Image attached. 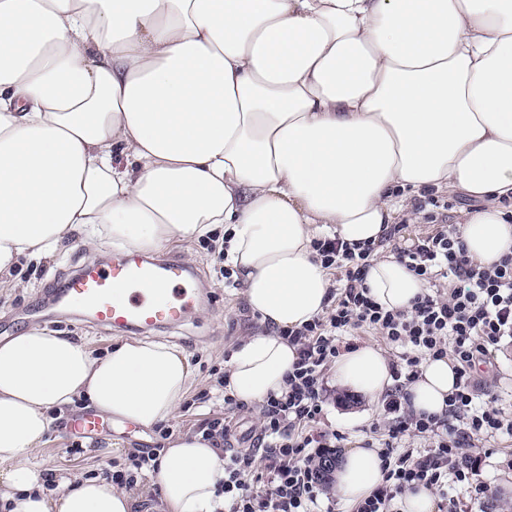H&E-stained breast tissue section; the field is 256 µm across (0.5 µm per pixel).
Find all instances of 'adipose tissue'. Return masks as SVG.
I'll use <instances>...</instances> for the list:
<instances>
[{
    "label": "adipose tissue",
    "mask_w": 512,
    "mask_h": 512,
    "mask_svg": "<svg viewBox=\"0 0 512 512\" xmlns=\"http://www.w3.org/2000/svg\"><path fill=\"white\" fill-rule=\"evenodd\" d=\"M444 187L484 203L458 223L473 261L512 252V0H0V292L80 227L129 253L223 230L224 265L267 326L227 365L245 404L282 392L297 358L282 330L329 303L312 240L379 241L414 194ZM366 284L387 310L426 287L391 255ZM331 374L371 398L394 384L371 343ZM192 376L162 341L98 356L33 327L0 342V507L132 512L103 477L46 491L36 451L79 401L169 423ZM454 384L451 361L427 360L412 409L442 413ZM381 479L377 449L350 448L334 490L354 506ZM223 480L199 432L155 460L166 512H222Z\"/></svg>",
    "instance_id": "adipose-tissue-1"
}]
</instances>
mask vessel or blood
Segmentation results:
<instances>
[{
    "label": "vessel or blood",
    "instance_id": "1",
    "mask_svg": "<svg viewBox=\"0 0 512 512\" xmlns=\"http://www.w3.org/2000/svg\"><path fill=\"white\" fill-rule=\"evenodd\" d=\"M200 303L194 274L179 258L157 262L126 254L84 260L52 290L49 306L82 313L103 329L141 331L180 325Z\"/></svg>",
    "mask_w": 512,
    "mask_h": 512
}]
</instances>
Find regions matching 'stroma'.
Here are the masks:
<instances>
[{"instance_id":"stroma-1","label":"stroma","mask_w":512,"mask_h":512,"mask_svg":"<svg viewBox=\"0 0 512 512\" xmlns=\"http://www.w3.org/2000/svg\"><path fill=\"white\" fill-rule=\"evenodd\" d=\"M83 239V232H75L69 240L64 241L55 258L23 265L21 278L25 283L24 289L0 296V323H10L12 334L29 328V321L21 317L22 311L40 301L55 278L72 270L92 254L105 255L113 251L112 245L105 243L97 249H89ZM165 253L179 257L195 268L212 299L211 305L197 309L186 325L158 335L159 340L186 351L194 369L180 414L169 423L168 428L174 434L196 433L207 419L227 412L239 434L256 436L260 427L258 409L243 407L228 411L223 403H203L199 397L203 392L214 389L216 373L224 369V358L232 354L239 338L263 333L266 327L259 317L252 315L240 289L224 287L221 274L224 262L218 253L211 251L203 242L175 243L168 246ZM43 326L76 339H89L99 355L105 354L112 345L124 339L123 334L92 326L75 317L50 319L44 321ZM87 412V407L81 404L65 411L57 421L54 431L36 455L45 473L57 479L74 472L86 476L99 473L124 463L129 454L156 447L162 441L160 429L144 430L138 427L130 431L116 428L93 439L79 438L72 426ZM355 414L365 416L368 422H375L383 414V403L370 401L348 389L330 388L322 426L346 433L344 448L357 446L365 439L362 425L354 424L351 420ZM344 448L335 449V456H342ZM480 468L491 492L482 499L465 500V512H512V498L501 495L504 486L512 485V437L499 439L493 454L481 458Z\"/></svg>"}]
</instances>
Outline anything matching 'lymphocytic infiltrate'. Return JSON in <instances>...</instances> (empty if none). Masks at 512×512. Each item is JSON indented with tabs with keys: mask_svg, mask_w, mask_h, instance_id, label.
Wrapping results in <instances>:
<instances>
[{
	"mask_svg": "<svg viewBox=\"0 0 512 512\" xmlns=\"http://www.w3.org/2000/svg\"><path fill=\"white\" fill-rule=\"evenodd\" d=\"M423 205L432 230L393 250L429 285L406 310L384 309L369 295L365 275L379 254L377 244L354 250L336 237L313 240L322 266L336 275L329 304L311 322L283 330L298 358L282 393L263 401L253 446L224 460V512H322L317 466L326 449L345 439L320 426L325 372L361 333L391 350L395 385L383 420L370 425L364 442L379 449L382 480L356 512H400L403 494L420 485L435 491L438 512H461L457 489L489 493L473 457L512 435V416L482 400L475 372L489 363L503 337H512V253L490 265L474 262L448 222L447 202L431 196ZM445 357L456 374L446 409L439 415L415 413L406 386L418 378L424 361Z\"/></svg>",
	"mask_w": 512,
	"mask_h": 512,
	"instance_id": "1",
	"label": "lymphocytic infiltrate"
}]
</instances>
